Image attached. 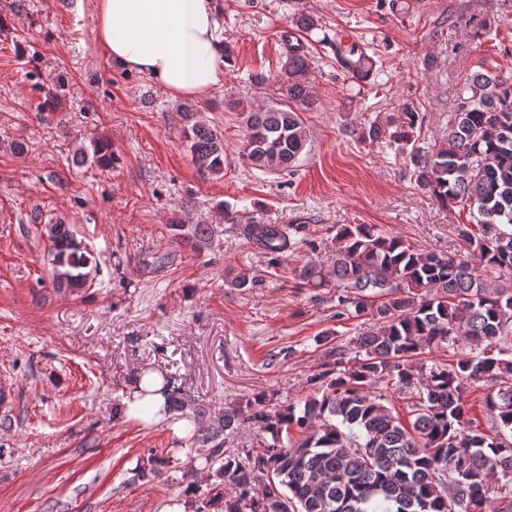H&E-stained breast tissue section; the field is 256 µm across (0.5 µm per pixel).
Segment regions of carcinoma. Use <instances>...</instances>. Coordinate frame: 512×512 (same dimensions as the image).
I'll return each mask as SVG.
<instances>
[{"instance_id": "carcinoma-1", "label": "carcinoma", "mask_w": 512, "mask_h": 512, "mask_svg": "<svg viewBox=\"0 0 512 512\" xmlns=\"http://www.w3.org/2000/svg\"><path fill=\"white\" fill-rule=\"evenodd\" d=\"M318 20L303 16L282 35L288 49L278 98L245 110L243 156L258 169L285 171L308 145L300 113L316 103L308 37ZM336 34L337 65L367 77L369 55L357 39ZM448 135L428 150L417 146L421 117L402 105L400 118L372 121L360 138L383 134L406 155L418 187L469 212L478 232L459 225L466 252L416 249L375 224H338L329 266L309 257L295 270L298 287L336 289V316L367 318L358 355L336 345L332 367L311 378L303 408L272 409L258 398L214 413L171 387L167 410L191 426L190 440L208 445L204 467L224 485V512H512V385L486 394L497 433L468 418L471 387L512 375V77L490 70L455 85ZM200 169L224 170V141L196 121L184 130ZM93 161L112 163L108 144H92ZM174 235L203 246L207 224H171ZM54 283L83 288L91 253L62 218L42 227ZM293 224H243L240 236L275 268L299 248ZM230 285L244 292L267 286V275L239 270ZM458 349L451 364L427 366L426 350ZM405 395L408 420L389 401ZM258 428L259 449L224 447V437ZM502 479L507 483L493 488Z\"/></svg>"}]
</instances>
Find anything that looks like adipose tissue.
<instances>
[{
	"instance_id": "1",
	"label": "adipose tissue",
	"mask_w": 512,
	"mask_h": 512,
	"mask_svg": "<svg viewBox=\"0 0 512 512\" xmlns=\"http://www.w3.org/2000/svg\"><path fill=\"white\" fill-rule=\"evenodd\" d=\"M216 0H97V37L113 63L147 74L170 95L211 96L224 83ZM165 381L145 374L124 400L127 418H167Z\"/></svg>"
}]
</instances>
